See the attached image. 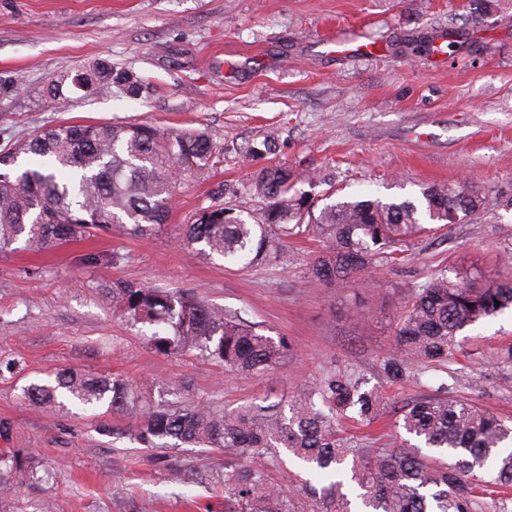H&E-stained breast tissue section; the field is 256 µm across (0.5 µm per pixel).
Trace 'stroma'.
Masks as SVG:
<instances>
[{
	"instance_id": "1",
	"label": "stroma",
	"mask_w": 512,
	"mask_h": 512,
	"mask_svg": "<svg viewBox=\"0 0 512 512\" xmlns=\"http://www.w3.org/2000/svg\"><path fill=\"white\" fill-rule=\"evenodd\" d=\"M106 59L163 85L140 100L116 89L49 102L57 74ZM0 145L62 122H144L208 128L224 149L218 168L186 181L155 235L111 232L36 255L0 253V419L13 445L38 453L50 483L21 489L7 512H224L217 448H147L101 435L105 408L37 405L28 379L60 370L116 374L142 402L183 381V404L285 403L333 370L364 375L384 403L439 386L512 417V368L491 364L512 344V314L466 327L464 354L418 380L382 370L394 326L415 290L448 268L493 279L512 270V207L415 238L404 262L369 273V287L310 279L315 242L288 240L270 264L228 266L187 250L180 226L207 205L215 183L238 188L237 163L274 135L270 160L348 194L414 197L432 183L473 181L512 196V0H0ZM88 250L119 264L78 263ZM115 279L186 289L292 353L266 374L234 375L198 352L164 356L140 328L112 314L101 291ZM368 318L356 319L360 309ZM177 459L172 479L162 457ZM271 484L297 493L312 474L283 448L263 455Z\"/></svg>"
}]
</instances>
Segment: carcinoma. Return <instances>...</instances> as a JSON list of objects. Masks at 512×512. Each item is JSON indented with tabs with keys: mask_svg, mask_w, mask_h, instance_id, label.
<instances>
[{
	"mask_svg": "<svg viewBox=\"0 0 512 512\" xmlns=\"http://www.w3.org/2000/svg\"><path fill=\"white\" fill-rule=\"evenodd\" d=\"M118 86L129 97L155 91L150 73L116 70L99 61L48 84L56 101L71 89ZM267 138L239 155L243 164L275 151ZM224 162L206 128L170 130L147 123L70 124L33 132L0 151V253L21 243L46 252L123 224L147 237L169 215V200L187 178ZM288 167L266 163L242 184L241 194L263 204L260 216L224 205V184L209 204L183 225L184 244L229 264L278 260L284 240L308 237L322 243L308 277L354 287L365 272L402 260L407 243L426 224H452L512 199L488 197L473 182L432 184L415 200L336 199L296 188ZM112 311L132 326L150 330L157 353L198 350L238 374H262L283 364L290 347L194 293L116 279L105 288ZM500 305H495V302ZM512 310V275L479 286L441 269L418 288L395 326V354L384 370L393 380L445 366L463 352L460 333L481 320ZM356 373L329 372L288 402L241 406L180 405L162 399L137 405L138 396L118 376L62 370L46 383L23 387L29 401L59 399L107 406L127 418L100 431L147 448L205 445L224 452V512H512V425L456 398L450 389L408 399L397 407L409 444L385 435L357 443L339 427L349 416L371 425L383 415L380 396ZM13 427L0 421V503L15 488L42 480L40 457L12 448ZM286 448L326 481L310 488L308 502L269 484L263 466L242 469L236 460L261 448Z\"/></svg>",
	"mask_w": 512,
	"mask_h": 512,
	"instance_id": "carcinoma-1",
	"label": "carcinoma"
}]
</instances>
